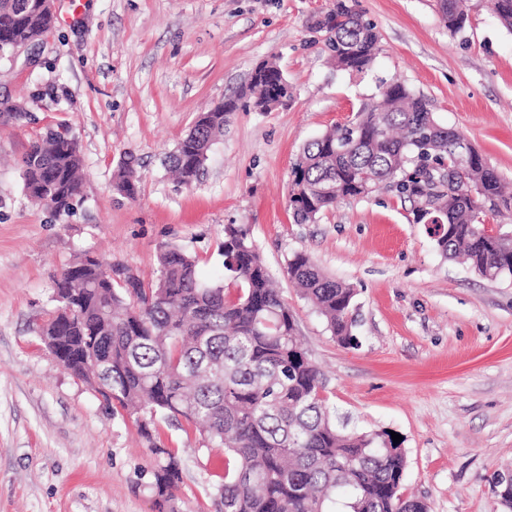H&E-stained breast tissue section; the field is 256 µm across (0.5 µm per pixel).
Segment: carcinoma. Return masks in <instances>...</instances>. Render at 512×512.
Masks as SVG:
<instances>
[{
  "label": "carcinoma",
  "mask_w": 512,
  "mask_h": 512,
  "mask_svg": "<svg viewBox=\"0 0 512 512\" xmlns=\"http://www.w3.org/2000/svg\"><path fill=\"white\" fill-rule=\"evenodd\" d=\"M445 26L466 21L465 0H438ZM512 31V0H492ZM55 16L40 0H0V58L17 42H34ZM323 41L333 67L364 72L380 51L376 25L359 0H333L308 26ZM262 112L283 106L290 85L273 61L255 67L248 86ZM240 98L199 113L168 169L180 183L198 180L212 146L224 136ZM461 133L438 122L426 99L393 81L380 100L355 118L308 142L292 168L289 203L296 224H312L337 202L365 197L380 184L411 203L413 222L428 210L443 213L432 238L445 259L464 258L488 280L512 281V228L485 231L487 215L512 220V194L475 152L458 163ZM83 158L76 138L48 129L22 158L27 197L69 214L81 192ZM141 175L131 153L120 162L116 188L133 198ZM228 284H208L195 258L174 246L159 254V275L143 284L85 255L55 277L53 307L35 332L71 373L90 384L112 416L134 418L154 456L149 487L168 512H179L181 459L161 441L168 423L197 431L205 446L224 450L213 483L219 512H428L404 492L405 451L386 431L348 432L326 402V378L303 348L288 304L242 226L224 227L221 244ZM284 275L300 288L344 348L358 345L356 296L326 276L305 252L288 258ZM109 357L112 374L96 362Z\"/></svg>",
  "instance_id": "obj_1"
}]
</instances>
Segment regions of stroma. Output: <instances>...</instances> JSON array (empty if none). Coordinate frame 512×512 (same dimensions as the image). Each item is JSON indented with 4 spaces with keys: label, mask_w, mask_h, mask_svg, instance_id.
<instances>
[{
    "label": "stroma",
    "mask_w": 512,
    "mask_h": 512,
    "mask_svg": "<svg viewBox=\"0 0 512 512\" xmlns=\"http://www.w3.org/2000/svg\"><path fill=\"white\" fill-rule=\"evenodd\" d=\"M331 0H54L56 24L0 58V512H162L148 489L153 458L133 420L113 417L34 328L53 278L91 252L151 283L162 245L224 278L219 244L242 224L293 312L327 400L346 429L403 438L406 494L429 512H507L492 483L512 471V281L445 260L409 203L388 186L338 202L313 224L288 208L303 146L374 100L382 83L426 98L512 183V32L490 0H468L460 32L437 0H360L381 35L372 70L346 73L311 44L308 20ZM293 87L287 106L241 109L198 180L162 166L198 112L238 95L262 61ZM49 127L78 138L85 179L67 215L33 204L18 162ZM140 162L136 198L113 173ZM357 290V348L339 346L283 274L294 252ZM178 449L180 512H215L199 435L161 427Z\"/></svg>",
    "instance_id": "1"
}]
</instances>
